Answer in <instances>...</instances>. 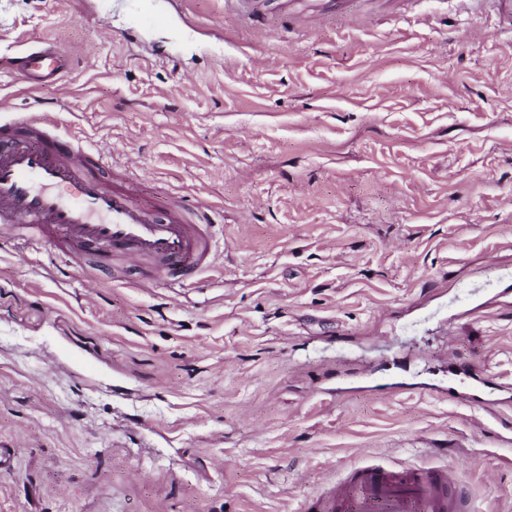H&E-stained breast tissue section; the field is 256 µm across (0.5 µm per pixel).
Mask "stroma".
<instances>
[{
	"mask_svg": "<svg viewBox=\"0 0 512 512\" xmlns=\"http://www.w3.org/2000/svg\"><path fill=\"white\" fill-rule=\"evenodd\" d=\"M0 0V117L40 103L139 201L209 206L184 287L0 249V512H303L451 464L512 512V37L492 0ZM330 24L308 25L311 7ZM72 52L31 88L17 42ZM482 371L481 403L449 396Z\"/></svg>",
	"mask_w": 512,
	"mask_h": 512,
	"instance_id": "obj_1",
	"label": "stroma"
}]
</instances>
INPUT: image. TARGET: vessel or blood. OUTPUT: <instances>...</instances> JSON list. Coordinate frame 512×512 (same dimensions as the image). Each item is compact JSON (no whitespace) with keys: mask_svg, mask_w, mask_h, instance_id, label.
Segmentation results:
<instances>
[{"mask_svg":"<svg viewBox=\"0 0 512 512\" xmlns=\"http://www.w3.org/2000/svg\"><path fill=\"white\" fill-rule=\"evenodd\" d=\"M69 58L36 40L16 65L30 87L62 80ZM47 112L0 120V248L41 242L76 255L117 258L188 280L211 269L213 219L206 208L170 200L136 205L134 180L110 176L100 153L56 133ZM304 512H474L455 493L447 468L352 467L333 491Z\"/></svg>","mask_w":512,"mask_h":512,"instance_id":"b4317fda","label":"vessel or blood"}]
</instances>
